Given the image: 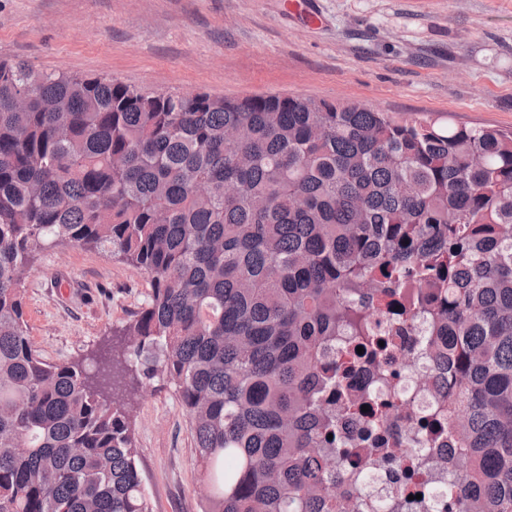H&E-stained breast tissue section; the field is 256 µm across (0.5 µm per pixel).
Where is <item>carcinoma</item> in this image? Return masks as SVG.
I'll list each match as a JSON object with an SVG mask.
<instances>
[{
	"instance_id": "cac0c4a2",
	"label": "carcinoma",
	"mask_w": 512,
	"mask_h": 512,
	"mask_svg": "<svg viewBox=\"0 0 512 512\" xmlns=\"http://www.w3.org/2000/svg\"><path fill=\"white\" fill-rule=\"evenodd\" d=\"M60 245L150 285L86 361H46L25 319ZM394 296L451 338L455 512H512L511 131L0 60V512H152L131 362L181 401L201 512H336L363 480H336L323 356L375 359Z\"/></svg>"
}]
</instances>
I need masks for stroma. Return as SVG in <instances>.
<instances>
[{"instance_id":"35a3bbf8","label":"stroma","mask_w":512,"mask_h":512,"mask_svg":"<svg viewBox=\"0 0 512 512\" xmlns=\"http://www.w3.org/2000/svg\"><path fill=\"white\" fill-rule=\"evenodd\" d=\"M0 0V59L147 91L271 93L368 105L411 121L512 129V0ZM110 252L41 251L26 282L34 347L78 360L145 300ZM133 425L152 512H200L208 492L165 376L142 381Z\"/></svg>"}]
</instances>
